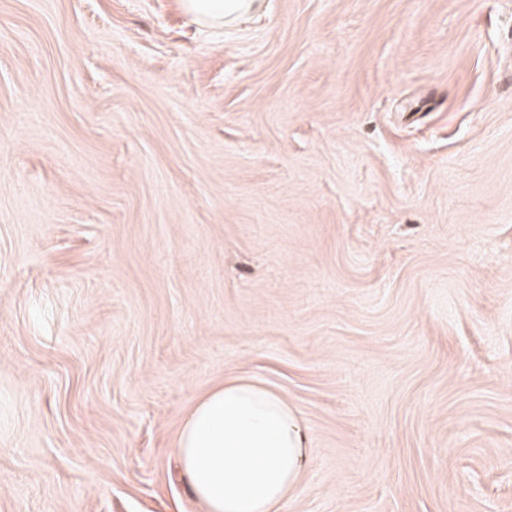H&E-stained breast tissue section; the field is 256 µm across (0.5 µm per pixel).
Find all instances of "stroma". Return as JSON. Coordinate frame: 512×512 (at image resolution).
Masks as SVG:
<instances>
[{
    "label": "stroma",
    "mask_w": 512,
    "mask_h": 512,
    "mask_svg": "<svg viewBox=\"0 0 512 512\" xmlns=\"http://www.w3.org/2000/svg\"><path fill=\"white\" fill-rule=\"evenodd\" d=\"M232 379L278 512H512V0H0V512H205ZM253 1L260 0H185L183 5L185 9L195 17L203 16L213 20V22H222L224 16L240 15L251 12ZM242 10H248L242 12ZM312 448L280 396L243 380L209 391L181 426L176 453L207 512H277Z\"/></svg>",
    "instance_id": "stroma-1"
}]
</instances>
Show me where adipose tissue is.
I'll use <instances>...</instances> for the list:
<instances>
[{"instance_id": "obj_1", "label": "adipose tissue", "mask_w": 512, "mask_h": 512, "mask_svg": "<svg viewBox=\"0 0 512 512\" xmlns=\"http://www.w3.org/2000/svg\"><path fill=\"white\" fill-rule=\"evenodd\" d=\"M176 453L207 512H275L296 487L311 448L288 403L235 380L213 388L192 408Z\"/></svg>"}]
</instances>
